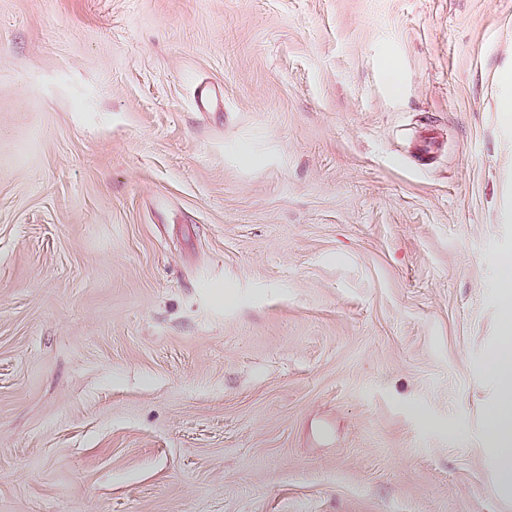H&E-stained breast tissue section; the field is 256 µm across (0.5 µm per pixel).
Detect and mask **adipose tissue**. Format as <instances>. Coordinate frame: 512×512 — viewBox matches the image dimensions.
<instances>
[{
    "label": "adipose tissue",
    "mask_w": 512,
    "mask_h": 512,
    "mask_svg": "<svg viewBox=\"0 0 512 512\" xmlns=\"http://www.w3.org/2000/svg\"><path fill=\"white\" fill-rule=\"evenodd\" d=\"M503 328L500 348L489 360V369L500 387V399L487 418L488 436L499 459L501 484L512 489V261L502 263Z\"/></svg>",
    "instance_id": "obj_1"
}]
</instances>
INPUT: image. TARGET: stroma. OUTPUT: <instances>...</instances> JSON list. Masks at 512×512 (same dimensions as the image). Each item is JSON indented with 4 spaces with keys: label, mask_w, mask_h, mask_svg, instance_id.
<instances>
[{
    "label": "stroma",
    "mask_w": 512,
    "mask_h": 512,
    "mask_svg": "<svg viewBox=\"0 0 512 512\" xmlns=\"http://www.w3.org/2000/svg\"><path fill=\"white\" fill-rule=\"evenodd\" d=\"M511 72L512 0H0V512H512ZM503 328L500 348L489 360V370L497 378L500 399L497 406L488 414V436L499 459L501 484L512 489V290L506 288L512 282V261L502 260Z\"/></svg>",
    "instance_id": "1"
}]
</instances>
